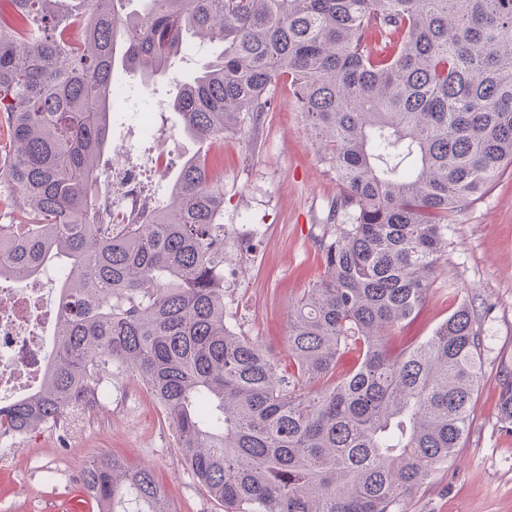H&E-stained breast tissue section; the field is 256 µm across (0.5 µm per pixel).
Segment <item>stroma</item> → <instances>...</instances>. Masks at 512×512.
<instances>
[{
	"label": "stroma",
	"instance_id": "obj_1",
	"mask_svg": "<svg viewBox=\"0 0 512 512\" xmlns=\"http://www.w3.org/2000/svg\"><path fill=\"white\" fill-rule=\"evenodd\" d=\"M128 80L129 112L114 132L136 139L137 114L154 103L158 135L146 152L167 154L169 168L147 187L165 204L194 141L167 106L168 85L147 91L138 75ZM271 96L270 112L213 145L210 164L224 183V315L236 332L284 360L291 304L323 277L319 241L346 223L347 213L336 206V176L287 85ZM463 301L477 313L483 340L469 433L451 463L409 500L407 512H512V425L502 423L499 410L502 387L512 381V167L450 216L448 253L417 316L394 331L392 348L430 335ZM102 383L111 391L105 405L0 442V455L11 460L0 468V512H97L79 497V475L102 455L153 469L177 512H215L141 379L116 371Z\"/></svg>",
	"mask_w": 512,
	"mask_h": 512
}]
</instances>
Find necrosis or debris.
<instances>
[{"instance_id":"1","label":"necrosis or debris","mask_w":512,"mask_h":512,"mask_svg":"<svg viewBox=\"0 0 512 512\" xmlns=\"http://www.w3.org/2000/svg\"><path fill=\"white\" fill-rule=\"evenodd\" d=\"M120 161L109 171L111 191L101 209L116 224L151 221L155 208L143 194V168L127 139L113 141ZM64 271L46 268L16 288L0 291V403L9 404L40 386L46 361L55 349L58 315L52 296Z\"/></svg>"}]
</instances>
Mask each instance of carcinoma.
<instances>
[{
    "label": "carcinoma",
    "instance_id": "cac0c4a2",
    "mask_svg": "<svg viewBox=\"0 0 512 512\" xmlns=\"http://www.w3.org/2000/svg\"><path fill=\"white\" fill-rule=\"evenodd\" d=\"M0 0V279L62 256L58 348L0 439L62 421L114 368L141 377L222 512H406L470 425L481 334L459 304L394 353L448 253V216L512 165V0ZM203 46L169 105L202 144L148 224L98 221L89 185L120 72L144 87ZM286 83L347 223L296 302L288 366L224 316V185L209 146ZM358 353L336 377L344 353ZM99 512H168L151 470L82 469Z\"/></svg>",
    "mask_w": 512,
    "mask_h": 512
}]
</instances>
